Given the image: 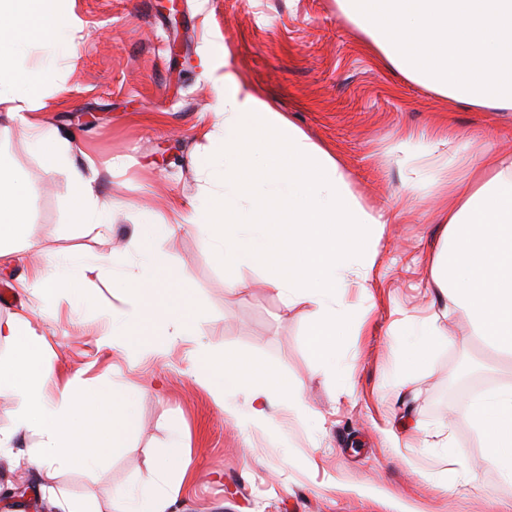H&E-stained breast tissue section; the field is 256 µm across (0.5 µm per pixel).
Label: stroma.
Instances as JSON below:
<instances>
[{
  "label": "stroma",
  "instance_id": "obj_1",
  "mask_svg": "<svg viewBox=\"0 0 512 512\" xmlns=\"http://www.w3.org/2000/svg\"><path fill=\"white\" fill-rule=\"evenodd\" d=\"M74 11L82 25L59 52L41 118L93 158L98 194L115 207L112 229L75 226L73 185L28 147L19 126L0 120V157L33 190L31 247L0 267V319L22 312L32 320L58 384L78 374L86 395L131 394L137 427L100 453L94 471L71 464L55 486L95 497L101 512H117L113 489L136 488L150 475L160 490L177 489L172 512H512V484L484 461L458 412L471 382L512 384V360L486 350L461 309L439 319L440 337L413 368L397 336L403 316L440 309L424 273L443 202L438 185L410 180L400 143L451 126L470 152L512 153V112L449 108L374 58L336 0H181L175 26L160 0H75ZM227 72L330 147L354 193L390 218L369 292L346 290V301L365 313L358 335L338 343L350 386L306 350L314 304L285 307L259 263L243 272L251 288L231 295L224 268L192 225L159 247L207 309L199 335L165 355L133 356L98 340L102 314L85 299L137 264L136 224L196 195V135L218 121L217 79ZM116 159L121 169H113ZM49 252L73 257L76 272L87 263L105 267L75 292L20 291L18 277L43 271ZM205 353L273 363L300 383L299 412L274 404L270 422L253 423L247 391L237 386L216 404L190 369ZM178 429L183 446L175 449ZM439 431L447 447H435ZM174 455L180 468L166 465ZM453 462L464 468L452 491L444 475Z\"/></svg>",
  "mask_w": 512,
  "mask_h": 512
}]
</instances>
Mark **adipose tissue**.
<instances>
[{"label": "adipose tissue", "instance_id": "obj_1", "mask_svg": "<svg viewBox=\"0 0 512 512\" xmlns=\"http://www.w3.org/2000/svg\"><path fill=\"white\" fill-rule=\"evenodd\" d=\"M73 0H0V113L18 123L32 150L64 174L75 188L77 226L109 223V210L95 187L92 159L76 161L68 139L34 119L47 103L40 86L55 75L51 65L17 73L11 63L33 41L50 46L69 42L81 26ZM340 13L363 37L380 61L451 103L476 110L512 112V69L499 68L512 53V0H336ZM39 18L41 28L31 27ZM219 121L202 134L195 153L199 191L173 204L166 218L139 225L134 248L136 269L123 280L122 308L103 302L109 320L101 336L138 354L170 347L195 335L205 319L182 270L157 248L159 240L191 224L202 229L212 256L231 271L226 288L244 292L240 277L271 242L269 225L260 223L255 206L287 201L290 243L297 274L268 277L266 285L285 305L307 300L316 311L306 344L321 362L336 364L340 337L356 333L363 312L344 300L349 282L368 289L386 217L368 209L353 192L334 153L314 141L259 93L242 92L224 75L217 101ZM440 189L441 239L428 261L427 286L445 299L447 309L469 316L474 336L489 351L512 357V156L487 152L478 162L450 156ZM31 192L9 164L0 159V263L11 262L28 245L25 217ZM402 345L411 361L427 358L439 334L436 318L402 321ZM0 343L11 349L0 362V397L17 404L11 426L0 428V454L35 465L40 479H53L70 456L65 427L77 380L56 395L50 355L27 315L0 320ZM247 361L207 355L193 370L214 385L215 399L226 387L241 385ZM300 387L254 384L249 391L254 421L267 419V407L279 400L299 408ZM478 444L502 477L512 483V385L471 396L460 405ZM37 435L34 448L16 445L19 433ZM113 500L124 512H170L173 496L159 492L154 479L136 493L116 489Z\"/></svg>", "mask_w": 512, "mask_h": 512}]
</instances>
